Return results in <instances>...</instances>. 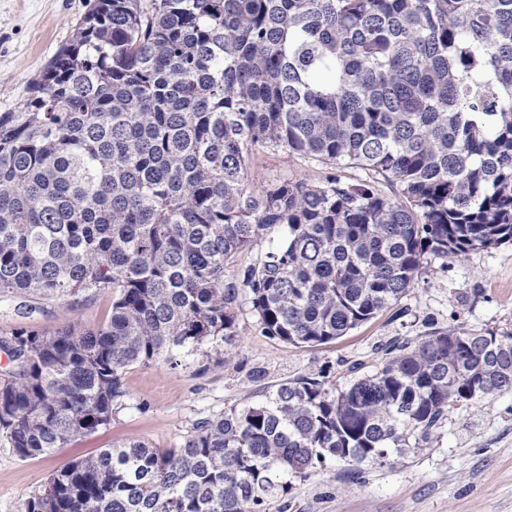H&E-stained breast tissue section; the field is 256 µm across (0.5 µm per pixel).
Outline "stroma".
Masks as SVG:
<instances>
[{
    "instance_id": "1",
    "label": "stroma",
    "mask_w": 512,
    "mask_h": 512,
    "mask_svg": "<svg viewBox=\"0 0 512 512\" xmlns=\"http://www.w3.org/2000/svg\"><path fill=\"white\" fill-rule=\"evenodd\" d=\"M93 0H0V113L11 112L29 95V84L58 48L68 43ZM328 167L280 150L256 152L252 182L309 176L324 178ZM112 295L98 292L67 300L33 295L0 297V336L25 328L46 330L79 322L103 323ZM393 311L316 347H297L261 335L250 304H242V341L221 367L197 373L190 366L136 365L124 384L135 404L108 428L51 455L20 458L0 442V512H27L31 497L58 467L127 439L171 448L198 421L232 406L260 401L266 388L327 368V388L355 378L351 367L374 365L381 344L396 336L425 333L436 326L475 330L512 328V242L449 262L435 258L425 281L417 283ZM285 512H512V393L496 394L450 411L427 447L393 463L352 465L329 461L308 478L296 479Z\"/></svg>"
}]
</instances>
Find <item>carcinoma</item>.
Here are the masks:
<instances>
[{"instance_id":"1","label":"carcinoma","mask_w":512,"mask_h":512,"mask_svg":"<svg viewBox=\"0 0 512 512\" xmlns=\"http://www.w3.org/2000/svg\"><path fill=\"white\" fill-rule=\"evenodd\" d=\"M395 186L255 184L253 151ZM265 259L227 275L271 231ZM512 241V0H95L0 113V297L112 291L108 321L0 336V440L22 458L112 424L133 365H224L265 336L337 340L428 271ZM51 474L28 512H270L328 460L384 465L449 410L512 391V331L434 328Z\"/></svg>"}]
</instances>
